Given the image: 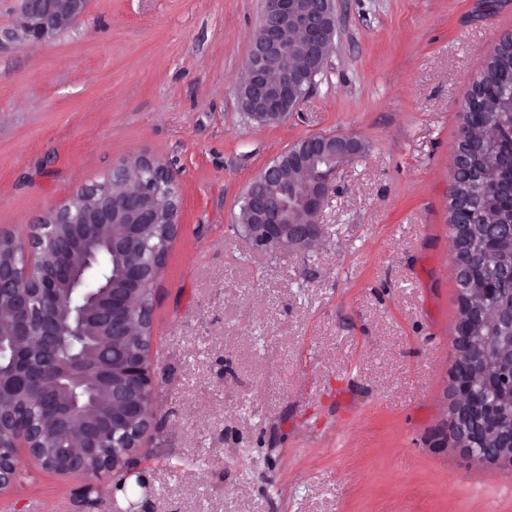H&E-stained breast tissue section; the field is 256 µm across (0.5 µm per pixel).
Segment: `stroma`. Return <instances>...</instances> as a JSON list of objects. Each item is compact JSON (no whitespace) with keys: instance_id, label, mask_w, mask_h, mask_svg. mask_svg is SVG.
<instances>
[{"instance_id":"1","label":"stroma","mask_w":512,"mask_h":512,"mask_svg":"<svg viewBox=\"0 0 512 512\" xmlns=\"http://www.w3.org/2000/svg\"><path fill=\"white\" fill-rule=\"evenodd\" d=\"M325 71L288 119L237 93L265 0H89L13 38L0 0V232L145 155L178 184L154 287L155 409L116 490L19 449L0 512H512V461H480L447 412L459 310L448 185L463 104L512 0H336ZM345 134L311 248L255 251L249 183L298 140Z\"/></svg>"}]
</instances>
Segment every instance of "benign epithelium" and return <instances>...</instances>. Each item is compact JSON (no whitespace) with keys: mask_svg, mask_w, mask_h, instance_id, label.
I'll return each mask as SVG.
<instances>
[{"mask_svg":"<svg viewBox=\"0 0 512 512\" xmlns=\"http://www.w3.org/2000/svg\"><path fill=\"white\" fill-rule=\"evenodd\" d=\"M88 0H22L21 17L14 35L38 44L69 27L86 9ZM335 0H266L263 21L247 58V76L238 91L240 110L260 124L280 123L294 111L325 68L327 49L336 33ZM290 30L300 33L303 62L290 70L282 64L288 48ZM363 145L345 135H311L290 147L272 165L265 167L254 181L280 184L286 166L304 160L331 158L332 165L317 174L301 196L285 192L246 191L243 208L249 214L245 238L255 250L272 253L284 246L308 248L323 234L318 224L324 199L330 191L336 165L354 158ZM125 169L140 171L146 180L137 190L120 188L121 170L115 179L83 186L75 196L60 205L66 210L64 221L57 220L59 209L47 214L43 224L57 228L54 251L35 257L31 233L25 243L30 252L27 277L17 273L13 260L0 248V304L14 308L11 328L0 332V353L12 352L7 368L0 367V435L15 437L13 446L0 445V486L13 483L18 476L16 449L30 454L51 434L36 432L17 417L13 395L23 389L40 403L44 414L57 427L90 406L94 410L77 431L85 456L95 455L109 439L123 437L124 456L101 458L97 468L80 458H64L46 464L48 470L80 474L88 479L112 469L130 474L128 465L140 440L150 426L155 383L143 364L140 352L130 341L134 321L150 327L153 306H133L154 281L156 265L140 263L133 255L135 245L155 229L162 237L177 235L180 198L162 191L175 184L168 167L158 159L139 157ZM112 251L117 265L112 279L100 280L97 254ZM93 327L99 343L120 346L112 364L101 369L86 362L73 370L58 367L52 354L64 334L83 333L85 324ZM457 358L453 365L450 423L466 446V452L482 461L512 459V429L497 431L495 447L471 448L477 432L471 429L475 410L460 403L462 381L483 366L476 360L478 341L473 336H457ZM497 389L512 400V363L491 366Z\"/></svg>","mask_w":512,"mask_h":512,"instance_id":"1","label":"benign epithelium"}]
</instances>
